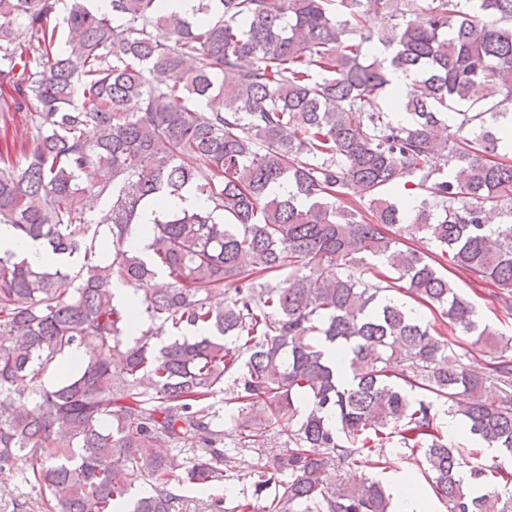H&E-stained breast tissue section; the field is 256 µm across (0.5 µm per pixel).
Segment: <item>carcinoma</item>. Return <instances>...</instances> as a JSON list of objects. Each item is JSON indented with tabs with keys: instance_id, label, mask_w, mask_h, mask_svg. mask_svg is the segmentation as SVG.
<instances>
[{
	"instance_id": "1",
	"label": "carcinoma",
	"mask_w": 512,
	"mask_h": 512,
	"mask_svg": "<svg viewBox=\"0 0 512 512\" xmlns=\"http://www.w3.org/2000/svg\"><path fill=\"white\" fill-rule=\"evenodd\" d=\"M86 2L51 26L60 0H0V110L36 132L19 163L0 127V225L81 257L0 254V469L57 512H170L177 490L234 469L214 422L228 381L239 447L261 456L241 512H395L379 482L336 479L388 446L447 512H512V473L449 443L436 409L512 457V336L443 273L495 286L512 312V224L485 223L512 204V0H197L191 18ZM395 71L415 77L397 95L406 121L386 106ZM188 189L207 206L154 220L148 254L130 245L144 207ZM88 196L110 199L94 224ZM407 222L436 250L387 233ZM160 275L168 287L144 288ZM401 290L498 353L492 377L448 364ZM492 379L498 403L483 399ZM137 483L150 491L132 501Z\"/></svg>"
}]
</instances>
